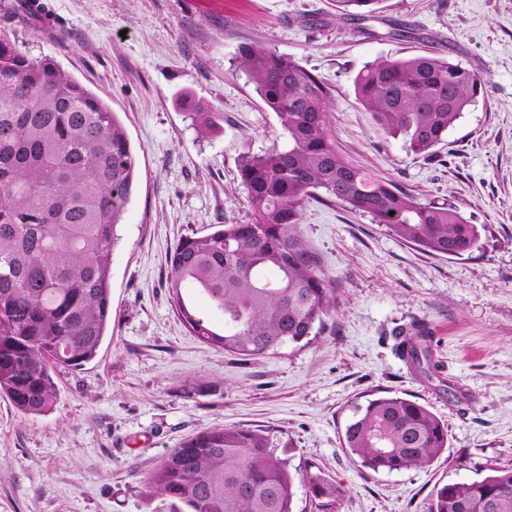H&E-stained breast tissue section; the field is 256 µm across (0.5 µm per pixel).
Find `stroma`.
<instances>
[{
	"instance_id": "stroma-1",
	"label": "stroma",
	"mask_w": 512,
	"mask_h": 512,
	"mask_svg": "<svg viewBox=\"0 0 512 512\" xmlns=\"http://www.w3.org/2000/svg\"><path fill=\"white\" fill-rule=\"evenodd\" d=\"M13 2L0 0V33L103 99L137 167L97 358L59 373L46 413L0 397V512H177L140 481L216 425L268 431L291 470L335 479L336 512H428L436 485L512 467V0H385L365 20L340 17L335 0H39L24 16ZM250 44L325 81L337 146L420 202L452 203L481 247L433 256L370 215L308 200L301 231L336 312L308 344L244 362L190 332L167 275L183 237L251 219L239 165L280 125L239 66ZM434 52L485 89L422 159L383 135L353 83L377 59ZM187 97L218 113L213 131L189 118ZM415 327L428 336V378L397 351ZM389 394L447 424L448 448L430 465L376 474L343 450L356 406Z\"/></svg>"
}]
</instances>
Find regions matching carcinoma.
I'll return each instance as SVG.
<instances>
[{
    "label": "carcinoma",
    "mask_w": 512,
    "mask_h": 512,
    "mask_svg": "<svg viewBox=\"0 0 512 512\" xmlns=\"http://www.w3.org/2000/svg\"><path fill=\"white\" fill-rule=\"evenodd\" d=\"M341 14L370 18L383 0H336ZM240 65L285 141L239 167L251 220L185 237L169 256L172 302L204 342L243 360L322 332L336 294L300 226L305 202L326 199L368 214L393 235L439 257L480 248L458 209L421 203L336 148L330 87L298 61L257 45ZM478 77L436 55L385 57L354 81L355 100L388 136L417 155L444 142L475 103ZM136 156L107 103L48 58L0 37V395L24 414L49 411L57 371L93 361L111 319L112 252L130 198ZM195 289L224 315V333L182 294ZM403 358L430 365L425 337H403ZM342 448L374 473L432 463L448 427L426 405L394 395L357 408ZM301 483L318 512H336L344 489L318 472L292 473L267 431L215 426L185 438L141 480L181 512H294ZM429 512H512V469L437 486Z\"/></svg>",
    "instance_id": "carcinoma-1"
}]
</instances>
